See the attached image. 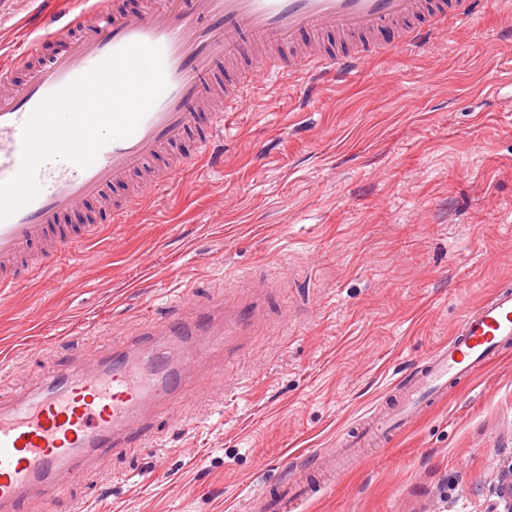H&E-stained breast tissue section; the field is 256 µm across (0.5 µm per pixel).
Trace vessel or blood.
I'll list each match as a JSON object with an SVG mask.
<instances>
[{
    "label": "vessel or blood",
    "mask_w": 512,
    "mask_h": 512,
    "mask_svg": "<svg viewBox=\"0 0 512 512\" xmlns=\"http://www.w3.org/2000/svg\"><path fill=\"white\" fill-rule=\"evenodd\" d=\"M486 0H164L162 7L121 13L110 0H80V8L25 29L26 48L12 66L29 65L26 80L0 89V183L23 166V132L51 95L119 50L141 42L160 48L166 88L127 138L103 144L94 161L79 167L65 159L42 162L34 198L0 219V288L42 272L53 258L93 236L65 219L80 202H106L114 223L170 183L196 158L208 156L224 116L242 108L252 74L299 76L298 97L321 93L319 77L345 81L373 56L430 45L458 25L478 20ZM94 17L93 35L77 42L64 34ZM399 26L403 35L354 52L326 53L319 34H372ZM192 153H184L187 141ZM127 193L112 199L113 184ZM512 347V284L465 313L447 344L420 359L394 386L380 412L358 422L337 446L342 460L356 449L385 445L424 409ZM223 331L174 321L166 342L129 345L91 372L49 374L33 395L0 413V512H24L27 493L52 502L64 494L62 474H77L91 456L108 457L152 442L151 418L173 415L191 397L188 365L197 352L223 354ZM309 480L280 484L255 496L250 512H306Z\"/></svg>",
    "instance_id": "vessel-or-blood-1"
}]
</instances>
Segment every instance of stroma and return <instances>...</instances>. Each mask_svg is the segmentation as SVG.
<instances>
[{"label": "stroma", "mask_w": 512, "mask_h": 512, "mask_svg": "<svg viewBox=\"0 0 512 512\" xmlns=\"http://www.w3.org/2000/svg\"><path fill=\"white\" fill-rule=\"evenodd\" d=\"M56 0H0V46ZM512 13L489 5L432 47L371 59L304 105L260 80L213 139L127 221L87 205L99 234L0 295V407L53 371L89 370L143 327L220 306L249 311L195 398L156 439L85 465L53 505L24 512H248L315 469L381 408L472 305L512 278ZM512 456V354L449 390L390 445L364 448L308 512H499Z\"/></svg>", "instance_id": "35a3bbf8"}]
</instances>
